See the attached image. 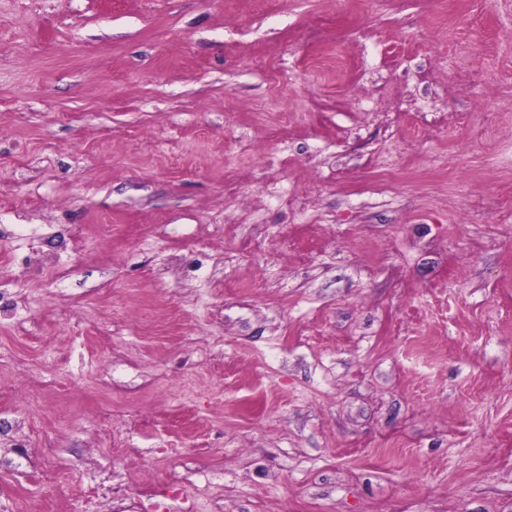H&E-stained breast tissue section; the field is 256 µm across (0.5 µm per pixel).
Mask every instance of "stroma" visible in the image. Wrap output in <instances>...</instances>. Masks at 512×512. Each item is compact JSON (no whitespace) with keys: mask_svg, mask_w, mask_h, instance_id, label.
<instances>
[{"mask_svg":"<svg viewBox=\"0 0 512 512\" xmlns=\"http://www.w3.org/2000/svg\"><path fill=\"white\" fill-rule=\"evenodd\" d=\"M0 292V512H512V0H0Z\"/></svg>","mask_w":512,"mask_h":512,"instance_id":"1","label":"stroma"}]
</instances>
